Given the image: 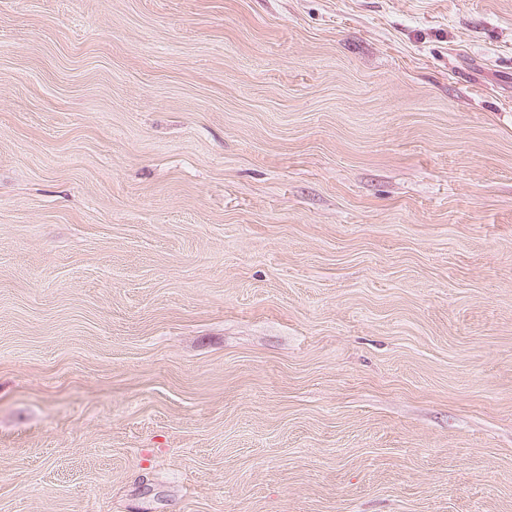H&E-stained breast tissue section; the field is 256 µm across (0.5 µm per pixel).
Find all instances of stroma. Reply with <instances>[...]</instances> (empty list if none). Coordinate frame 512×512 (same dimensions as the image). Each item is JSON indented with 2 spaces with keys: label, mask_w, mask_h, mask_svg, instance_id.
I'll use <instances>...</instances> for the list:
<instances>
[{
  "label": "stroma",
  "mask_w": 512,
  "mask_h": 512,
  "mask_svg": "<svg viewBox=\"0 0 512 512\" xmlns=\"http://www.w3.org/2000/svg\"><path fill=\"white\" fill-rule=\"evenodd\" d=\"M0 512H512V0H0Z\"/></svg>",
  "instance_id": "stroma-1"
}]
</instances>
